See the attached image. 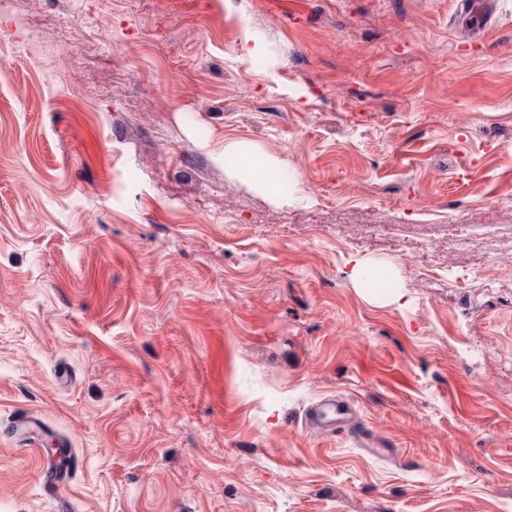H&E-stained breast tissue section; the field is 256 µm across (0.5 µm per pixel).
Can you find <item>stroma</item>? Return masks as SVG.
Instances as JSON below:
<instances>
[{"instance_id":"stroma-1","label":"stroma","mask_w":512,"mask_h":512,"mask_svg":"<svg viewBox=\"0 0 512 512\" xmlns=\"http://www.w3.org/2000/svg\"><path fill=\"white\" fill-rule=\"evenodd\" d=\"M484 22L0 0V512H512V0ZM328 395L359 434L305 427Z\"/></svg>"}]
</instances>
